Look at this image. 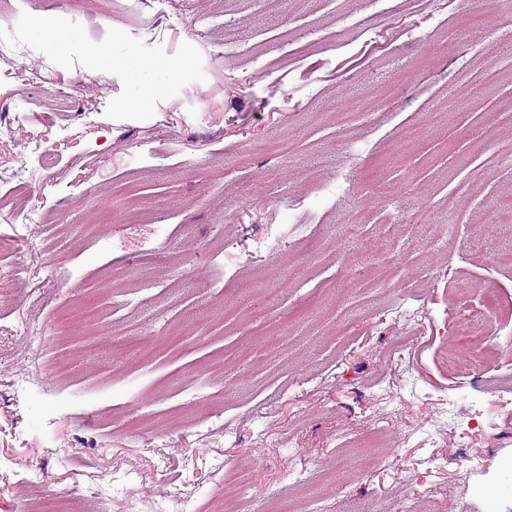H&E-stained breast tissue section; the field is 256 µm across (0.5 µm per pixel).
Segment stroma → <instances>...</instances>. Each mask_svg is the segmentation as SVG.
Here are the masks:
<instances>
[{
	"label": "stroma",
	"instance_id": "1",
	"mask_svg": "<svg viewBox=\"0 0 512 512\" xmlns=\"http://www.w3.org/2000/svg\"><path fill=\"white\" fill-rule=\"evenodd\" d=\"M468 5L179 0L182 27L164 0H0V15L30 18L27 65L72 92L60 101L0 66V118L26 113L56 155L47 171L0 145V238L42 241L27 283L0 272V512H34L23 470L47 475V495L79 490L76 512L175 492L186 512H268L301 477L328 512L353 499L418 512L423 495L428 512H487L485 488L512 465V412L487 392L512 375V263L470 242L512 187V0ZM90 52L106 60L93 83ZM385 83L395 97H377ZM291 219L308 250L281 234ZM422 224L447 238L415 246ZM112 268L125 272L116 286ZM242 271L263 291L292 280L273 306L279 348L229 316L253 303L236 291ZM90 303L97 326L57 321ZM204 305L196 335H176ZM462 308L487 312L494 369L444 371L431 331L451 334ZM38 320L54 326L36 346L25 332ZM405 331L401 363L388 352ZM127 336L161 347L118 375ZM428 392L478 408L479 428L439 421ZM135 410L154 433L126 432ZM374 428L396 461L378 465ZM246 456L254 489L225 500L224 470Z\"/></svg>",
	"mask_w": 512,
	"mask_h": 512
}]
</instances>
